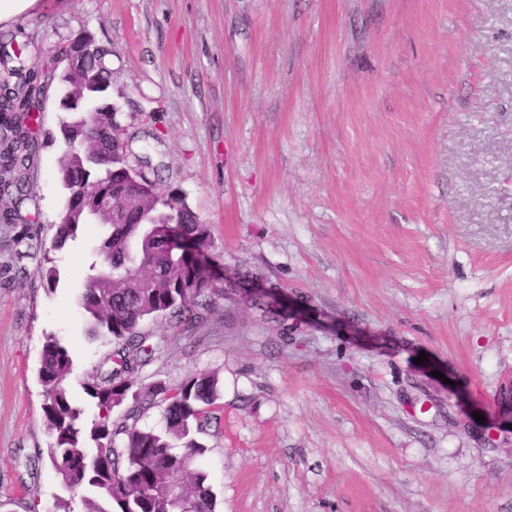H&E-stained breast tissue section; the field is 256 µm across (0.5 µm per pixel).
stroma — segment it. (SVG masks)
<instances>
[{
    "label": "stroma",
    "mask_w": 512,
    "mask_h": 512,
    "mask_svg": "<svg viewBox=\"0 0 512 512\" xmlns=\"http://www.w3.org/2000/svg\"><path fill=\"white\" fill-rule=\"evenodd\" d=\"M1 35L48 83L20 210L59 281L0 224V512L70 496L45 336L86 421L112 351L81 305L107 228L52 246L60 53L83 37L129 163L209 229L217 292L190 335L146 323L171 342L138 383L217 376L215 512H512V0H36Z\"/></svg>",
    "instance_id": "1"
}]
</instances>
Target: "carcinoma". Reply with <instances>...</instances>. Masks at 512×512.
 Returning a JSON list of instances; mask_svg holds the SVG:
<instances>
[{
	"label": "carcinoma",
	"mask_w": 512,
	"mask_h": 512,
	"mask_svg": "<svg viewBox=\"0 0 512 512\" xmlns=\"http://www.w3.org/2000/svg\"><path fill=\"white\" fill-rule=\"evenodd\" d=\"M5 76L0 94V197L22 195L32 152L25 149L28 122L35 120L48 84L38 72L15 64L7 51L0 52ZM112 84V71L104 52L88 53L78 73L59 76L61 92L94 96ZM59 123L66 149L58 159V174L67 190L65 207L54 225L53 247L77 238L84 224L93 221L109 228L97 259L88 266L81 304L92 321L94 335L112 344V365H99L85 383L86 393L97 400L98 418L81 419L82 411L65 384L73 360L59 340L48 335L41 349L39 380L43 386V413L52 439L49 460L61 484L69 491H88L81 497L82 512H214L215 495L206 475L196 468L205 448L189 438L209 420L218 398V380L198 374L176 388L156 382L134 388L141 370L161 357L169 338L152 339L143 331L146 321L167 320L177 330L189 332L203 319L200 301L213 290V276L178 245L156 237L152 225L177 224L179 234L196 252L207 245L209 230L198 221L185 201L170 196L142 197L127 207L123 223H112L113 199L122 207L127 156L112 147V107L89 115L60 111ZM30 256L40 255L38 273L47 283L57 282L58 271L42 241L28 231L13 239ZM135 247L140 271L124 276L121 259ZM131 402L124 419L112 421V410ZM163 405L165 430L138 426L141 410ZM184 441L182 448L175 442ZM95 447H89V443ZM179 480L184 495L171 499L166 492Z\"/></svg>",
	"instance_id": "carcinoma-1"
}]
</instances>
